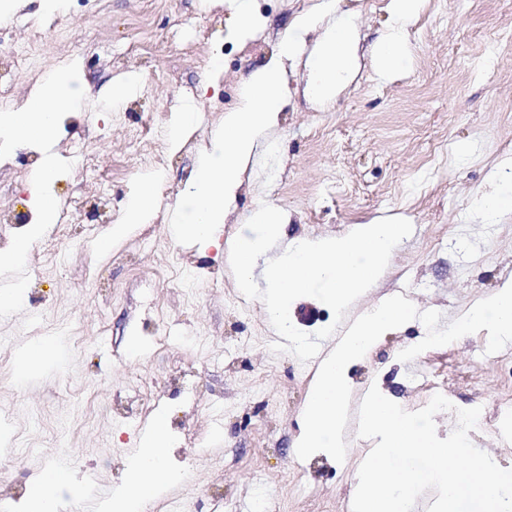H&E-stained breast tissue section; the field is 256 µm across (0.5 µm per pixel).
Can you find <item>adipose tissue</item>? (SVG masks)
Returning <instances> with one entry per match:
<instances>
[{
  "label": "adipose tissue",
  "instance_id": "adipose-tissue-1",
  "mask_svg": "<svg viewBox=\"0 0 512 512\" xmlns=\"http://www.w3.org/2000/svg\"><path fill=\"white\" fill-rule=\"evenodd\" d=\"M421 2L392 0L394 27L375 49L377 70L384 79L394 77L407 59L406 26L418 14ZM335 13L334 0H323L317 11L298 16L284 34L277 58L250 74L237 109L225 117L223 129L214 133L199 156L195 175L179 204L178 236L204 246H218L216 231L225 222L245 167L285 103L288 77L284 64L302 56L305 32L319 26L324 29L310 63V89L314 96L332 99L344 85L356 63L360 38L356 26L336 19ZM78 99L68 74L56 71L18 110L0 119V128L16 141L45 146L57 133L61 112L72 109ZM56 180V164L52 157H45L32 184L40 220L27 228L10 252L0 253V269L21 261L45 225L54 223L59 210ZM156 187L154 179L140 180L128 199L122 224L112 230L113 236H121L127 225L149 221L155 210ZM166 446V420L160 417L131 457L128 480L113 492L107 512H141L144 499L171 481L172 473L165 464Z\"/></svg>",
  "mask_w": 512,
  "mask_h": 512
}]
</instances>
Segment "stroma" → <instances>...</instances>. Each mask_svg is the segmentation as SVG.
I'll return each mask as SVG.
<instances>
[{
  "label": "stroma",
  "mask_w": 512,
  "mask_h": 512,
  "mask_svg": "<svg viewBox=\"0 0 512 512\" xmlns=\"http://www.w3.org/2000/svg\"><path fill=\"white\" fill-rule=\"evenodd\" d=\"M320 0H252L260 17L247 37L218 0H61L57 25L43 35L27 73L13 83L24 101L48 74L69 66L79 105L61 116L50 151L57 160L61 207L81 194L108 192L102 212L77 211L55 259L33 244L14 278L22 299L0 312V412L11 424L0 441L20 437L31 453L0 469V489L27 494L59 465L68 486L65 512H101L127 479L157 410L167 415L166 461L180 478L148 502L166 512L193 488V512H213L215 491L227 512H256L258 498L276 512H351L361 461L371 442L357 435L359 405L371 386L409 411L423 408L447 380L455 408L481 407L470 431L512 469V344L487 353L479 331L431 348L409 362L401 350L426 335L417 320L387 331L374 353L350 364L348 443L344 463L323 452L302 460L292 445L319 359L274 353L278 339L260 300H245L230 268L229 246L260 204L282 210L295 242L346 234L377 216L413 225L375 284L349 308L337 332L387 298L440 312V326L512 277V209L483 223L474 200L491 193V172L512 179V0H423L408 28L410 56L389 81L372 65L389 31L391 7L335 0L360 32L358 63L334 101L316 100L305 62L288 64V98L276 127L256 150L219 247L199 249L174 232L178 203L199 149L242 82L266 62L293 20ZM265 48L249 51L251 41ZM129 83L106 104L103 90ZM193 104L194 125L179 150H166L158 206L150 223L133 225L110 249L99 244L120 217L141 173L129 133L168 132L175 110ZM84 135L95 157L82 173L66 159ZM42 152L14 146L0 162V251L20 237L35 212L28 185ZM51 342L43 364L33 348ZM138 353H131V346Z\"/></svg>",
  "instance_id": "stroma-1"
}]
</instances>
